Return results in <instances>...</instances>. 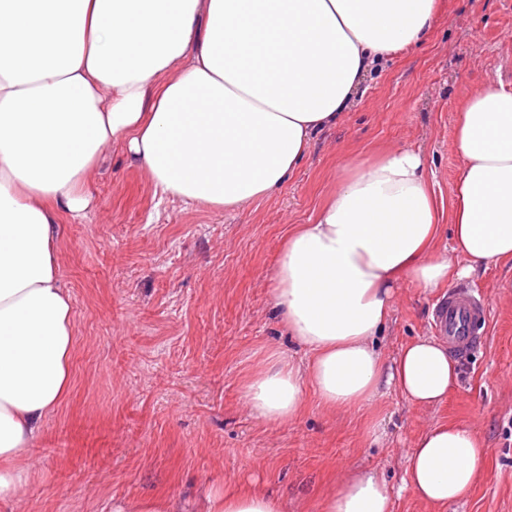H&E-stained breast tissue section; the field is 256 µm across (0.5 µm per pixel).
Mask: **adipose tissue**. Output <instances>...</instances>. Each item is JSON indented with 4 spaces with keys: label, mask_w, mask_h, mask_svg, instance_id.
Returning <instances> with one entry per match:
<instances>
[{
    "label": "adipose tissue",
    "mask_w": 512,
    "mask_h": 512,
    "mask_svg": "<svg viewBox=\"0 0 512 512\" xmlns=\"http://www.w3.org/2000/svg\"><path fill=\"white\" fill-rule=\"evenodd\" d=\"M438 0H0V504L17 505L26 454L72 386L77 331L61 287L56 226L91 203L86 185L121 145L161 199L239 209L273 195L319 131L353 104L365 75L418 45ZM462 165L450 246L420 150L346 162L315 220L293 229L273 275L274 306L306 360L273 349L247 376L256 418L295 420L306 391L351 409L386 389L444 402L458 367L421 337L392 358L375 345L400 280L433 289L512 265V88L488 80L463 99ZM486 450L439 424L407 455L421 501L465 499ZM201 512H284L264 491L215 486ZM321 512H393L373 470L344 471Z\"/></svg>",
    "instance_id": "obj_1"
}]
</instances>
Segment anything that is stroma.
<instances>
[{"label": "stroma", "mask_w": 512, "mask_h": 512, "mask_svg": "<svg viewBox=\"0 0 512 512\" xmlns=\"http://www.w3.org/2000/svg\"><path fill=\"white\" fill-rule=\"evenodd\" d=\"M497 75L512 81V0H441L425 42L369 73L288 181L237 212L158 203L148 178L111 146L87 185L92 208L57 227L77 330L74 381L32 445L21 512H112L113 500L159 495L197 512L214 485L271 491L287 512H318L347 469L384 475L393 512H435L403 478L419 435L442 422L472 427L487 447L483 477L446 512H512L511 267L463 281L489 318L441 406L417 408L389 391L334 413L310 392L298 418L274 425L243 397L266 349H296L273 309V271L289 230L313 222L341 158L420 148L447 209L460 168L457 106ZM447 296L403 284L383 353L433 335L434 308Z\"/></svg>", "instance_id": "obj_1"}]
</instances>
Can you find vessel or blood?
I'll use <instances>...</instances> for the list:
<instances>
[{
    "mask_svg": "<svg viewBox=\"0 0 512 512\" xmlns=\"http://www.w3.org/2000/svg\"><path fill=\"white\" fill-rule=\"evenodd\" d=\"M483 300L472 294L454 290L441 302L435 312L433 326L446 336L450 347L461 356L467 355L475 339V325L488 317Z\"/></svg>",
    "mask_w": 512,
    "mask_h": 512,
    "instance_id": "vessel-or-blood-1",
    "label": "vessel or blood"
}]
</instances>
